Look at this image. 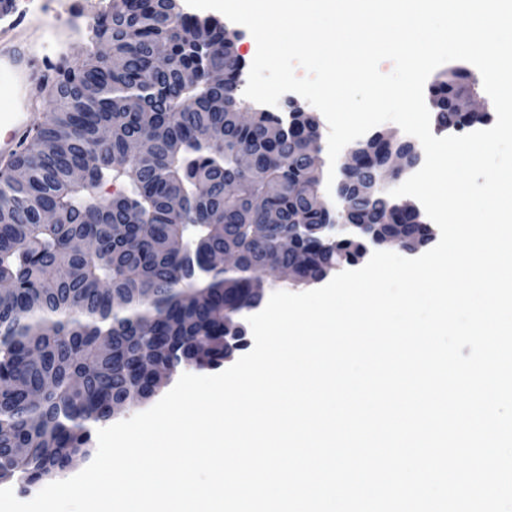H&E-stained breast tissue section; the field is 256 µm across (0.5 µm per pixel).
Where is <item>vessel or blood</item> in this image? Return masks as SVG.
<instances>
[{
    "label": "vessel or blood",
    "instance_id": "obj_1",
    "mask_svg": "<svg viewBox=\"0 0 512 512\" xmlns=\"http://www.w3.org/2000/svg\"><path fill=\"white\" fill-rule=\"evenodd\" d=\"M51 77L29 49L0 43V155L13 153L28 138L34 86L50 82Z\"/></svg>",
    "mask_w": 512,
    "mask_h": 512
}]
</instances>
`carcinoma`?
I'll return each mask as SVG.
<instances>
[{
    "label": "carcinoma",
    "mask_w": 512,
    "mask_h": 512,
    "mask_svg": "<svg viewBox=\"0 0 512 512\" xmlns=\"http://www.w3.org/2000/svg\"><path fill=\"white\" fill-rule=\"evenodd\" d=\"M93 32L43 89L54 109L14 156L23 178L0 180V483L53 480L90 457L93 428L150 398L157 368L241 349L257 269L309 250L299 279L316 280L362 256L360 236L321 242L296 225L356 221L409 244L423 224L385 196L405 146L380 132L342 175L374 194L316 203V117L292 106L291 128L260 109L240 122L246 61L222 23L178 0H112ZM476 85L466 70L435 80L438 128L488 121L454 106ZM112 180L124 192L106 201L97 189ZM224 252L233 269L207 263Z\"/></svg>",
    "instance_id": "carcinoma-1"
}]
</instances>
